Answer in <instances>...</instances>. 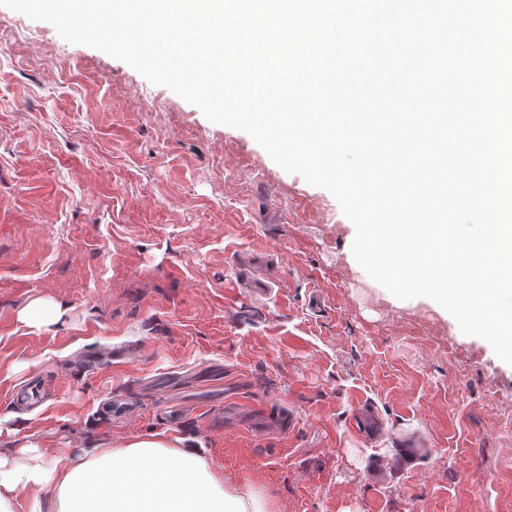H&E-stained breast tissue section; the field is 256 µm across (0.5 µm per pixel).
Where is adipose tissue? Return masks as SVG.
<instances>
[{"mask_svg": "<svg viewBox=\"0 0 512 512\" xmlns=\"http://www.w3.org/2000/svg\"><path fill=\"white\" fill-rule=\"evenodd\" d=\"M53 487L46 501L42 492ZM29 512H270L243 493L187 438H138L117 448H85L65 460L34 453L13 464L0 457V512H14L18 493Z\"/></svg>", "mask_w": 512, "mask_h": 512, "instance_id": "ef3b65f1", "label": "adipose tissue"}]
</instances>
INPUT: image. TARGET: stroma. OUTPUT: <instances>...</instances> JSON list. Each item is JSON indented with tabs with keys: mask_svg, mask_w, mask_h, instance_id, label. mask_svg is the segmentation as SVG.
<instances>
[{
	"mask_svg": "<svg viewBox=\"0 0 512 512\" xmlns=\"http://www.w3.org/2000/svg\"><path fill=\"white\" fill-rule=\"evenodd\" d=\"M1 19V456L156 433L270 512H512V366L371 280L334 197L249 134ZM37 299L62 318L25 322Z\"/></svg>",
	"mask_w": 512,
	"mask_h": 512,
	"instance_id": "35a3bbf8",
	"label": "stroma"
}]
</instances>
